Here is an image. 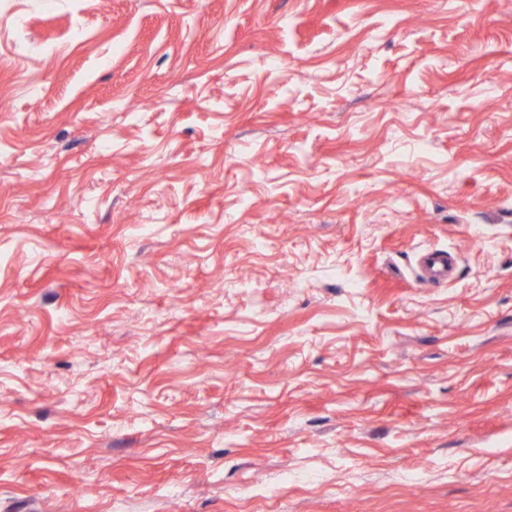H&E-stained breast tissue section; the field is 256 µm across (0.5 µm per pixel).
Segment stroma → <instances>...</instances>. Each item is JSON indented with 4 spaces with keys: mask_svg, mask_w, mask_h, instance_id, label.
<instances>
[{
    "mask_svg": "<svg viewBox=\"0 0 512 512\" xmlns=\"http://www.w3.org/2000/svg\"><path fill=\"white\" fill-rule=\"evenodd\" d=\"M0 512H512V0H0ZM418 267V279L422 283H447L453 271V256L446 250H427L419 257Z\"/></svg>",
    "mask_w": 512,
    "mask_h": 512,
    "instance_id": "stroma-1",
    "label": "stroma"
}]
</instances>
